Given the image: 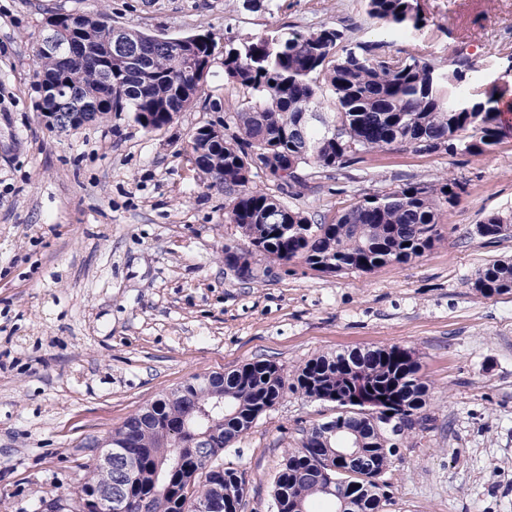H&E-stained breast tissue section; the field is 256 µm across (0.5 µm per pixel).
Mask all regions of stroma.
Returning <instances> with one entry per match:
<instances>
[{
  "label": "stroma",
  "mask_w": 512,
  "mask_h": 512,
  "mask_svg": "<svg viewBox=\"0 0 512 512\" xmlns=\"http://www.w3.org/2000/svg\"><path fill=\"white\" fill-rule=\"evenodd\" d=\"M423 4L427 26L401 36L373 24L366 0H0V512H70L86 439L194 376L262 358L290 373L320 354L395 344L421 361L432 422L400 449L384 512H512V295L472 288L487 263L512 258V235L476 232L487 214L512 212V130L479 156L394 146L285 199L331 223L368 193L460 184L420 258L323 274L262 257V276L245 282L224 264L225 245H248L224 220V191L187 159L196 128L223 124L247 95L221 62L159 131L130 112L65 134L39 118L36 49L62 14L239 42L338 27L394 55L467 58L477 79L512 54V0ZM332 414L289 391L225 449L246 479L245 512H269L284 455Z\"/></svg>",
  "instance_id": "obj_1"
}]
</instances>
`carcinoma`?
Wrapping results in <instances>:
<instances>
[{"label":"carcinoma","instance_id":"1","mask_svg":"<svg viewBox=\"0 0 512 512\" xmlns=\"http://www.w3.org/2000/svg\"><path fill=\"white\" fill-rule=\"evenodd\" d=\"M369 16L394 32L415 33L428 19L420 0H367ZM73 28L84 56L65 65L37 55L41 85L57 83L88 101L91 120L131 112L147 131L160 130L196 99L195 63H213L217 42L177 48L157 36L127 31L137 55L116 61L104 53V16L59 15ZM224 78L249 91L224 119V136L210 142L209 126L190 138L204 150L198 168L210 185L224 189L225 221L236 225L250 248L224 245V263L246 280L257 278L254 255L286 263L302 260L311 269L336 274L369 272L390 263H408L441 238L438 215L458 198L457 184H408L390 192L365 194L333 224L318 223L304 212L255 185L265 175L280 189L299 183L280 170L304 167L339 170L362 155L392 146L419 153L439 150L480 155L499 143L500 98L512 87L507 76L485 83L467 81L473 64L463 58L437 65L408 54L392 56L382 44L352 42L335 27L281 29L264 37L224 43ZM334 96L335 115L321 112L325 91ZM260 161L264 167L254 166ZM512 214H488L478 225L484 238L502 237ZM472 288L485 298L512 295V259L494 260L478 271ZM421 363L405 347L391 345L319 355L287 375L276 362L256 359L222 374L219 382L195 376L182 397L163 394L112 431V445L138 463L132 495L149 498L147 512H193L194 503L214 495L224 476L228 512H243L246 481L224 466V449L271 409L285 392L328 402L336 408L331 424L342 434L366 439L375 465L390 471L401 446L429 429L430 386ZM342 444L317 423L303 431L299 446L285 455L273 480V512H288L300 491L311 502L333 499L336 484L320 478L317 465ZM72 512H88L95 493L113 476L95 459ZM363 470L342 476L356 486L357 512H383L391 483L368 494Z\"/></svg>","mask_w":512,"mask_h":512}]
</instances>
